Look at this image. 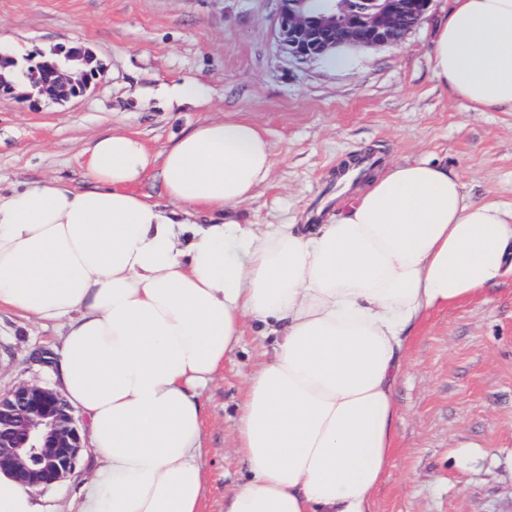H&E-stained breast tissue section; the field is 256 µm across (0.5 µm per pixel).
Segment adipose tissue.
Masks as SVG:
<instances>
[{
  "mask_svg": "<svg viewBox=\"0 0 512 512\" xmlns=\"http://www.w3.org/2000/svg\"><path fill=\"white\" fill-rule=\"evenodd\" d=\"M433 75L473 112H512V0H452ZM89 186L0 192V308L63 327L49 375L86 425L79 512H201V392L246 323L272 351L246 379L247 471L224 512H371L392 460L406 342L430 311L512 271V203L473 200L422 156L376 171L325 224L230 220L273 146L227 117L152 155L100 134ZM158 166L167 204L135 185ZM0 512H44L0 471Z\"/></svg>",
  "mask_w": 512,
  "mask_h": 512,
  "instance_id": "obj_1",
  "label": "adipose tissue"
}]
</instances>
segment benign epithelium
I'll list each match as a JSON object with an SVG mask.
<instances>
[{
  "instance_id": "1",
  "label": "benign epithelium",
  "mask_w": 512,
  "mask_h": 512,
  "mask_svg": "<svg viewBox=\"0 0 512 512\" xmlns=\"http://www.w3.org/2000/svg\"><path fill=\"white\" fill-rule=\"evenodd\" d=\"M432 0H280L276 37L288 56L315 59L346 44L363 47L402 42L427 14ZM92 52L61 46L19 62L0 50V96L48 97L64 102L97 84ZM83 436L61 394L24 383L0 394V469L29 485L50 487L75 469Z\"/></svg>"
}]
</instances>
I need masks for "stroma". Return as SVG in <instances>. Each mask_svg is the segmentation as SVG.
Masks as SVG:
<instances>
[{
  "mask_svg": "<svg viewBox=\"0 0 512 512\" xmlns=\"http://www.w3.org/2000/svg\"><path fill=\"white\" fill-rule=\"evenodd\" d=\"M448 6L432 0L404 41L368 49L339 73L281 49L278 0H0V48L25 57L77 43L105 69L95 88L63 104L0 97V190L46 178L86 186V151L107 129L156 153L197 123L231 116L257 126L274 148L271 177L239 207L240 222H325L356 189L336 190L337 173L364 154L381 167L430 156L473 198L512 201V112L468 111L432 74L434 22ZM186 80L204 87L198 102H178L175 87ZM61 333L1 308L0 392L50 385L33 354ZM255 354L249 328L203 393V512H224L245 473L233 431ZM396 400L392 467L372 512H512V273L416 327ZM91 474L83 456L41 489L47 512H78Z\"/></svg>",
  "mask_w": 512,
  "mask_h": 512,
  "instance_id": "obj_1",
  "label": "stroma"
}]
</instances>
